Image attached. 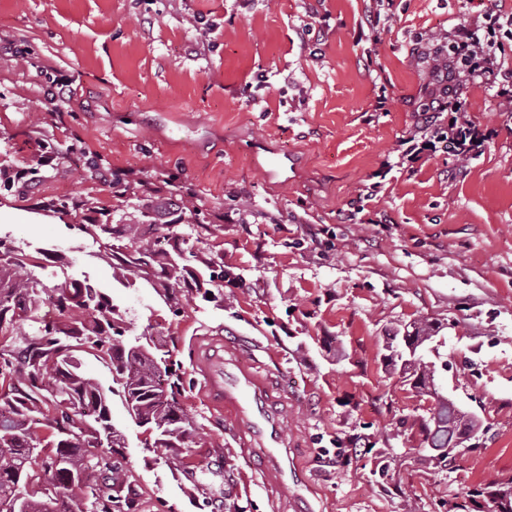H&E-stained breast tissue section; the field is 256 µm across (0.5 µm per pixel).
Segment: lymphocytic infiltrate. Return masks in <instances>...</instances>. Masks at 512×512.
I'll return each mask as SVG.
<instances>
[{
    "label": "lymphocytic infiltrate",
    "mask_w": 512,
    "mask_h": 512,
    "mask_svg": "<svg viewBox=\"0 0 512 512\" xmlns=\"http://www.w3.org/2000/svg\"><path fill=\"white\" fill-rule=\"evenodd\" d=\"M510 42L512 13L489 10L478 20L459 17L447 36L442 59L430 68L421 121L414 133L398 142L401 163L411 167L444 149L460 159L481 152L492 133L470 118L464 89L478 85L512 103V57L505 50Z\"/></svg>",
    "instance_id": "1"
}]
</instances>
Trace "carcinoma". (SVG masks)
Here are the masks:
<instances>
[{
	"label": "carcinoma",
	"instance_id": "1",
	"mask_svg": "<svg viewBox=\"0 0 512 512\" xmlns=\"http://www.w3.org/2000/svg\"><path fill=\"white\" fill-rule=\"evenodd\" d=\"M177 196L175 222L159 224L143 210L118 224L83 218L80 230L103 240L121 284H148L166 297L182 284L206 299L210 290L203 285L224 280V266L208 263L204 279L185 264L175 245L178 225L199 223L204 202L195 193ZM86 206L82 200L57 199L42 211L77 217ZM38 267L24 251L0 241V336L12 335L45 295L56 310L22 344L0 350V389H8L0 393V512H140L131 470L118 461L124 439L111 423L109 397L79 372L74 352L87 349L109 359L132 419L153 436V448H186L199 436L182 403L181 363L147 330L128 338L123 313L106 295L75 282L46 288L35 274ZM434 333L432 326L418 323L408 336L422 344ZM413 376V388L435 397L438 415L448 413L425 367ZM39 428L48 431L44 441L35 438ZM420 428L431 448H457L474 432V424L461 418L438 429L424 420ZM488 494L493 512H512V487Z\"/></svg>",
	"mask_w": 512,
	"mask_h": 512
}]
</instances>
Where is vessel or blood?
I'll return each mask as SVG.
<instances>
[{
  "mask_svg": "<svg viewBox=\"0 0 512 512\" xmlns=\"http://www.w3.org/2000/svg\"><path fill=\"white\" fill-rule=\"evenodd\" d=\"M206 397L232 421L242 448L260 454L276 487L301 486L303 480L288 454L278 414L264 402L258 375L242 367L236 356H224L212 338H200L194 361Z\"/></svg>",
  "mask_w": 512,
  "mask_h": 512,
  "instance_id": "1",
  "label": "vessel or blood"
}]
</instances>
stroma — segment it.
Returning a JSON list of instances; mask_svg holds the SVG:
<instances>
[{
    "mask_svg": "<svg viewBox=\"0 0 512 512\" xmlns=\"http://www.w3.org/2000/svg\"><path fill=\"white\" fill-rule=\"evenodd\" d=\"M368 5L0 0V164L41 173L24 193L0 192V240L39 257L49 287L99 288L130 335L153 329L183 365L197 446L144 448L121 397L110 398L142 512H211L207 498L223 512H451L464 502L486 512L471 492L512 486V114L468 88L471 119L497 131L483 153L394 168L367 193L419 120L426 70L410 54L414 36L452 30L463 11L512 13V0H392L375 45L359 37ZM381 94L390 111H373ZM147 174L205 201L204 223L179 227L192 266L224 261L215 301L176 289L178 316L152 289L118 285L98 244L40 210L64 197L114 220L164 209L135 190ZM423 319L436 327L423 363L479 425L480 448H456L444 467L421 442L433 398L387 361L392 337ZM203 336L262 379L302 500L273 488L210 409L193 365ZM189 468L201 484L192 497Z\"/></svg>",
    "mask_w": 512,
    "mask_h": 512,
    "instance_id": "1",
    "label": "stroma"
}]
</instances>
